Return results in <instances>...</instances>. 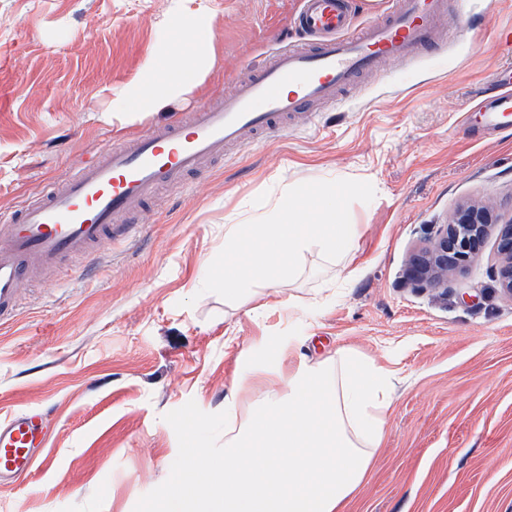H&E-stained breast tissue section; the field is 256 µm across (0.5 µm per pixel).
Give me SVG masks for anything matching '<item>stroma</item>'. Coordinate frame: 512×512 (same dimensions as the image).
Returning <instances> with one entry per match:
<instances>
[{
	"mask_svg": "<svg viewBox=\"0 0 512 512\" xmlns=\"http://www.w3.org/2000/svg\"><path fill=\"white\" fill-rule=\"evenodd\" d=\"M300 0H0V211L126 136L230 93L291 34ZM205 14L215 64L196 90L123 121L176 16ZM434 52L389 60L335 107L246 143L152 198L136 234L63 258L0 324V417L41 413L48 463L0 481V512H155L188 435L224 454V399L270 336L310 362L350 347L392 370L370 474L347 512H512V299L488 237L447 289L409 259L463 201L512 214V135L461 118L512 66V0H446ZM371 183L353 202L349 265L310 252L264 300L202 293L227 227L271 214L298 184ZM192 306H185V299Z\"/></svg>",
	"mask_w": 512,
	"mask_h": 512,
	"instance_id": "1",
	"label": "stroma"
}]
</instances>
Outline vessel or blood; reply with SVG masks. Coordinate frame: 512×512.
I'll list each match as a JSON object with an SVG mask.
<instances>
[{
  "label": "vessel or blood",
  "instance_id": "b4317fda",
  "mask_svg": "<svg viewBox=\"0 0 512 512\" xmlns=\"http://www.w3.org/2000/svg\"><path fill=\"white\" fill-rule=\"evenodd\" d=\"M445 0H391L385 20L352 32L345 0H301L297 28L310 48L281 44L271 62L251 66L234 92L112 146L99 158L52 184L16 214L0 213L10 230L0 243V321L19 310L27 273L56 267L61 256L86 252L106 239L128 237L120 216L140 211L160 190L242 144L247 133L285 130L289 115L307 105L332 106L336 93L384 59L419 54L436 39L434 19ZM499 89L480 111L495 128H512V76L499 74ZM37 414L0 419V479L28 474L44 446Z\"/></svg>",
  "mask_w": 512,
  "mask_h": 512
}]
</instances>
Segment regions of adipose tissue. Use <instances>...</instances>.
Returning <instances> with one entry per match:
<instances>
[{"mask_svg": "<svg viewBox=\"0 0 512 512\" xmlns=\"http://www.w3.org/2000/svg\"><path fill=\"white\" fill-rule=\"evenodd\" d=\"M188 52L152 56L126 112H156L198 88L214 65L204 14L174 20ZM239 390L224 400V456L185 444L162 512H345L364 480L392 404L391 376L354 350L289 366L284 388L241 412Z\"/></svg>", "mask_w": 512, "mask_h": 512, "instance_id": "adipose-tissue-1", "label": "adipose tissue"}]
</instances>
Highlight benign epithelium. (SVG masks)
<instances>
[{
  "instance_id": "benign-epithelium-1",
  "label": "benign epithelium",
  "mask_w": 512,
  "mask_h": 512,
  "mask_svg": "<svg viewBox=\"0 0 512 512\" xmlns=\"http://www.w3.org/2000/svg\"><path fill=\"white\" fill-rule=\"evenodd\" d=\"M492 230L498 253L495 277L512 297V216L505 221L494 218L489 200L463 205L448 222L436 225L431 244L412 259L411 280L434 289L448 287V274L467 266Z\"/></svg>"
}]
</instances>
